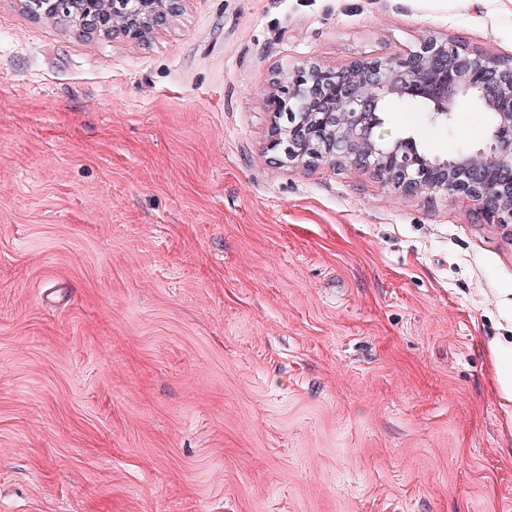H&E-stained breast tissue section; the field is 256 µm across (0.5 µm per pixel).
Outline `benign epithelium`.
<instances>
[{
    "label": "benign epithelium",
    "mask_w": 512,
    "mask_h": 512,
    "mask_svg": "<svg viewBox=\"0 0 512 512\" xmlns=\"http://www.w3.org/2000/svg\"><path fill=\"white\" fill-rule=\"evenodd\" d=\"M35 18L87 38L143 44L182 14L186 0H24ZM473 94L495 122L487 144L442 157L412 134L382 141L383 105L406 97L432 104L430 121L453 120L459 97ZM266 103L268 149L279 162H322L373 173L406 196L451 195L475 202L488 222L512 223V66L446 39L429 38L398 58L356 59L340 67L277 65Z\"/></svg>",
    "instance_id": "benign-epithelium-1"
}]
</instances>
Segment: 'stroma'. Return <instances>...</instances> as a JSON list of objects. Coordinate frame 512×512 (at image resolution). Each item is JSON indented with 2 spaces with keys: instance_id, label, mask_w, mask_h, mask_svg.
<instances>
[{
  "instance_id": "35a3bbf8",
  "label": "stroma",
  "mask_w": 512,
  "mask_h": 512,
  "mask_svg": "<svg viewBox=\"0 0 512 512\" xmlns=\"http://www.w3.org/2000/svg\"><path fill=\"white\" fill-rule=\"evenodd\" d=\"M431 37L512 59V0H187L143 45L0 0V512H512V227L267 148L274 65ZM490 356L493 382L502 397L512 402V336H492L481 339Z\"/></svg>"
}]
</instances>
